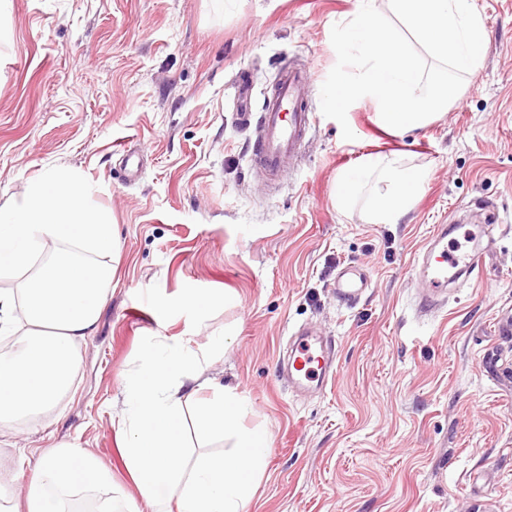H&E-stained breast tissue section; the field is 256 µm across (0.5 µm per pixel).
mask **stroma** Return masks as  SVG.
Listing matches in <instances>:
<instances>
[{"instance_id": "stroma-1", "label": "stroma", "mask_w": 512, "mask_h": 512, "mask_svg": "<svg viewBox=\"0 0 512 512\" xmlns=\"http://www.w3.org/2000/svg\"><path fill=\"white\" fill-rule=\"evenodd\" d=\"M476 3L484 57L447 112L398 132L361 99L347 140L321 113L320 89L337 61L331 30L357 0H11L0 208L43 171L72 167L119 244L71 391L22 424L12 456L83 449L138 499L112 401L162 336L244 396V426L268 437L246 512H512V333L499 331L512 322V0ZM290 66L313 73L314 121L271 189L250 166L257 131L235 120L233 82L251 74L258 110ZM125 142L144 160L130 182ZM385 155L426 180L400 223L369 224L362 202L337 206L336 186ZM453 222L492 225L495 250L419 312L413 256ZM350 262L372 284L345 307L332 283ZM305 323L334 340L338 365L311 397L280 376L281 350Z\"/></svg>"}]
</instances>
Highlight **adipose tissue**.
I'll return each instance as SVG.
<instances>
[{"label": "adipose tissue", "instance_id": "1", "mask_svg": "<svg viewBox=\"0 0 512 512\" xmlns=\"http://www.w3.org/2000/svg\"><path fill=\"white\" fill-rule=\"evenodd\" d=\"M374 186L365 211L370 224H397L425 182L422 171L376 157L366 166ZM90 186L70 169H50L31 180L8 210H0V274L32 269L21 292L0 290V334L23 320L13 351L0 353V429L55 408L80 366L78 349L96 328L112 287V269L98 259L117 245L110 218L91 206ZM193 354L177 346L148 349L141 379L123 398L126 465L149 512H246L270 456L258 429L239 419L246 400L224 390L206 404L209 386ZM195 403L201 440L231 439L224 454L201 453L185 466L182 415ZM89 499L71 505L75 488ZM0 512H139L116 496L112 477L71 446L40 452L23 488L0 484Z\"/></svg>", "mask_w": 512, "mask_h": 512}]
</instances>
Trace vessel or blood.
I'll return each instance as SVG.
<instances>
[{
  "mask_svg": "<svg viewBox=\"0 0 512 512\" xmlns=\"http://www.w3.org/2000/svg\"><path fill=\"white\" fill-rule=\"evenodd\" d=\"M311 74L288 68L281 72L271 93L265 97L261 112H253L254 85L247 77L234 84V102L242 122L260 126L262 134L254 144L250 163L268 185H278L287 170L296 163L309 132L313 116L309 105ZM458 230L454 224L436 225L424 248L415 256L413 267L425 280V292L419 299L423 311L433 310L447 292L449 284L467 279L478 268L487 247L475 242L472 249H452L449 237ZM336 300L350 307L370 286L366 269L358 264L341 268L333 282ZM288 380L304 390L325 392L336 378L335 347L331 341L309 328L294 331L288 347Z\"/></svg>",
  "mask_w": 512,
  "mask_h": 512,
  "instance_id": "b4317fda",
  "label": "vessel or blood"
}]
</instances>
